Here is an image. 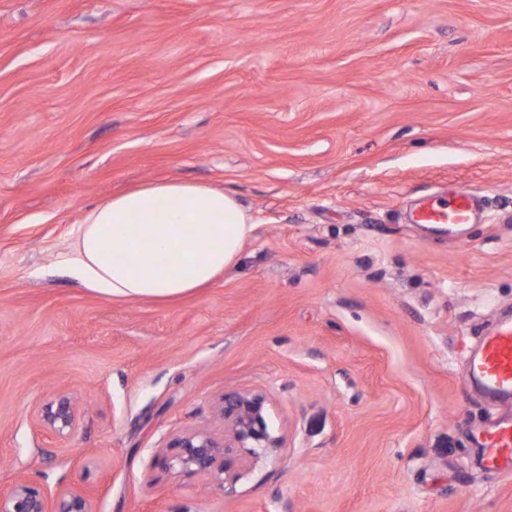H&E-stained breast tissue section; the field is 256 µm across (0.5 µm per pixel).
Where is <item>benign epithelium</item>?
I'll use <instances>...</instances> for the list:
<instances>
[{"label": "benign epithelium", "instance_id": "benign-epithelium-1", "mask_svg": "<svg viewBox=\"0 0 512 512\" xmlns=\"http://www.w3.org/2000/svg\"><path fill=\"white\" fill-rule=\"evenodd\" d=\"M269 398L262 391H233L224 394L218 413L224 419V436L220 439L208 432H188L178 437L168 457V467L180 473L210 479L223 489L233 484L239 470L254 465L268 453L281 447V439L268 426ZM38 424L60 436L77 430L79 419L73 398L59 393L36 413ZM0 512H91L90 500L84 493L66 491L54 500L19 480L11 492L0 496Z\"/></svg>", "mask_w": 512, "mask_h": 512}]
</instances>
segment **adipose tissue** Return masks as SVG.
Wrapping results in <instances>:
<instances>
[{
    "label": "adipose tissue",
    "instance_id": "ef3b65f1",
    "mask_svg": "<svg viewBox=\"0 0 512 512\" xmlns=\"http://www.w3.org/2000/svg\"><path fill=\"white\" fill-rule=\"evenodd\" d=\"M255 230L231 193L167 179L90 209L61 262L86 287L106 295L169 300L234 267Z\"/></svg>",
    "mask_w": 512,
    "mask_h": 512
}]
</instances>
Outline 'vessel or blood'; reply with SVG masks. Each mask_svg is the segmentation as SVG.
<instances>
[{
	"mask_svg": "<svg viewBox=\"0 0 512 512\" xmlns=\"http://www.w3.org/2000/svg\"><path fill=\"white\" fill-rule=\"evenodd\" d=\"M476 199L461 188L445 199L426 200L417 210L414 221L453 232L470 223ZM467 381L485 393L509 405L508 412L495 423L482 427L474 435L482 448L486 467L512 469V320L503 319L481 336L479 346L468 361Z\"/></svg>",
	"mask_w": 512,
	"mask_h": 512,
	"instance_id": "vessel-or-blood-1",
	"label": "vessel or blood"
}]
</instances>
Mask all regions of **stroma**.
I'll return each mask as SVG.
<instances>
[{"instance_id": "stroma-1", "label": "stroma", "mask_w": 512, "mask_h": 512, "mask_svg": "<svg viewBox=\"0 0 512 512\" xmlns=\"http://www.w3.org/2000/svg\"><path fill=\"white\" fill-rule=\"evenodd\" d=\"M161 179L234 193L235 268L169 302L60 265L83 216ZM481 201L459 237L425 196ZM512 317V0H0V495L92 512H512L464 385ZM262 391L281 448L222 492L166 471ZM59 392L75 434L35 414ZM0 512H91V509L84 493L66 491L51 501L26 481L19 480L8 495L0 496Z\"/></svg>"}]
</instances>
